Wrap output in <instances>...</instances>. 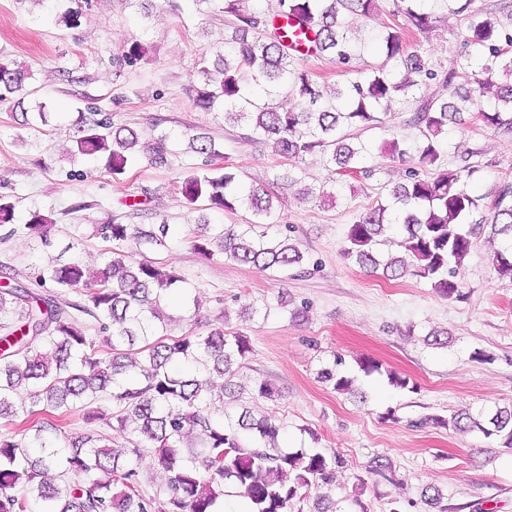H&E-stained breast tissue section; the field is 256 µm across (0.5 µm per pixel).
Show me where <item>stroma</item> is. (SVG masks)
Listing matches in <instances>:
<instances>
[{
  "mask_svg": "<svg viewBox=\"0 0 512 512\" xmlns=\"http://www.w3.org/2000/svg\"><path fill=\"white\" fill-rule=\"evenodd\" d=\"M153 5L147 21L135 0H0V62L28 68L26 88L37 90L50 110L47 126L36 132L19 127L8 105H0V194L15 203L16 223L36 210L54 223L48 247L33 237L7 236L0 226V274L32 280L71 243L94 269L107 249L94 237V225L114 219L170 224L176 233L166 249L143 252V259L164 262L194 287L198 321L223 312L225 331L248 337L251 350L234 378L242 403L274 415L286 446L316 447L340 457L330 493L336 503L357 501L356 512H390L396 503L402 512H433L421 497L433 485L448 512H512V454L498 440L417 424L428 415L447 418L461 409L477 414L512 405V277L495 266L493 243L484 233L474 238L456 270L463 291L457 300L442 298L412 274L388 280L341 255L349 224L404 181L405 166L381 149L393 139L408 147L421 141L415 112L445 93L440 78L465 51L467 15L449 14L447 0H424L438 23L429 33L409 31L405 38L439 78L396 106L385 127L345 128L350 141L369 148L363 172L350 177L328 171L317 153L290 163L263 139L225 123L223 113L196 108L195 91L203 85L199 62L223 50L231 32L228 19L218 0ZM380 8L372 19L343 17L357 49L356 69L370 70L384 59L379 36L397 19L392 0H380ZM68 9L78 12V24L66 23ZM134 39L146 48L143 60L118 66L117 56ZM91 107L133 128L144 144L164 131L215 140L245 182L269 189L310 275L288 278L221 253L207 259L190 248L185 235L201 218L245 224L252 215L245 208L221 214L187 206L178 179L202 159L186 143H174L172 166L141 160L117 177L96 159L69 158L80 114ZM438 141L442 167L456 168L461 155H468L475 168L469 188L485 203L512 183V132L486 127L467 113ZM288 169L298 182L274 186V175ZM308 187L330 191L331 200L304 198ZM296 308L305 309V317L292 319ZM433 331L447 337V345H428ZM338 355L347 371L357 373L358 359L371 357L383 372L360 376L357 393H337L319 372ZM389 371L407 377L409 388L389 385ZM262 379L275 385L274 400L253 401ZM378 456L391 460L395 483L369 473Z\"/></svg>",
  "mask_w": 512,
  "mask_h": 512,
  "instance_id": "1",
  "label": "stroma"
}]
</instances>
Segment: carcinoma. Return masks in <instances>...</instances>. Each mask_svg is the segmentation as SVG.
Returning a JSON list of instances; mask_svg holds the SVG:
<instances>
[{
	"label": "carcinoma",
	"mask_w": 512,
	"mask_h": 512,
	"mask_svg": "<svg viewBox=\"0 0 512 512\" xmlns=\"http://www.w3.org/2000/svg\"><path fill=\"white\" fill-rule=\"evenodd\" d=\"M272 30L264 14L249 0H223L224 13L233 17L225 51L200 68L204 88L194 104L205 111L217 105L224 120L250 122L251 132L270 142L275 154L296 161L318 153L332 172L359 171L366 148L341 135L346 126L376 128L399 98L412 88L437 78V72L417 50L410 51L404 30L427 34L437 18L424 11L421 0H393L392 15L405 27L385 26L379 47L385 60L333 92L325 101V84L295 65V54L327 56L350 70L353 51L339 16L348 12L364 18L378 11V0H277ZM474 0H448L450 14L467 12L470 22L465 45L480 57L459 56L444 78L449 85L461 74L477 85V97L462 101L476 108L487 127L512 131V28L500 19L472 8ZM145 56L144 46L126 44L119 61L133 66ZM31 73L24 67L0 63V102L11 107L13 121L34 129L46 123L47 103L36 99L27 109L24 88ZM284 90L300 101L298 110H283L276 99ZM459 108L448 96L427 101L417 112L423 140L415 154L399 141L389 143L393 162L415 160L434 165L439 158L438 136ZM203 167L185 173L181 193L191 209L234 213L248 207L255 220L238 226L212 225L210 236L190 234L197 253L209 257L212 246L230 259L285 274L306 273L304 255L288 235H268L278 223L271 194L243 181L226 163L214 140L183 133ZM170 135L163 133L141 148L137 134L117 126L109 117L91 112L81 118L74 137L75 153L100 158L105 170L122 175L145 155L149 163L168 165L173 153ZM474 173L465 165L437 169L420 177L408 169L407 179L394 185L387 197L359 215L350 225L343 255L368 273L387 278L414 275L426 280L441 296H462L455 267L468 255L474 223H492L501 236L493 260L499 272L512 275V184L501 187L488 214L466 183ZM15 205L0 195V226L13 224L9 235L36 234L51 245L52 220L38 211L24 224L14 223ZM396 225L401 238L395 245L403 255L381 259L377 246L385 227ZM95 236L110 244L105 261L95 272L79 257L57 256L35 276L37 289L3 277L0 282V512H222L225 488L238 491L250 503L249 512H288L302 491L328 487L339 460L314 448L286 450L279 445L280 427L271 415L248 408L237 416L226 410L234 397V365L250 352L247 336L224 331L227 316L216 318L206 333L194 328L181 336L168 334L172 318L161 304L183 282L161 262L137 261L126 250H157L172 233L168 224H97ZM100 334L101 340L90 336ZM344 360L321 370V379L340 393H351L358 377L338 369ZM80 410L85 420L112 428V422L132 426L137 440L115 449L103 430L76 433L66 429L68 414ZM478 430L496 436L512 449V405L481 417L460 410L446 419L432 415L416 424ZM151 454L166 473L155 493L142 489L138 466Z\"/></svg>",
	"instance_id": "carcinoma-1"
}]
</instances>
